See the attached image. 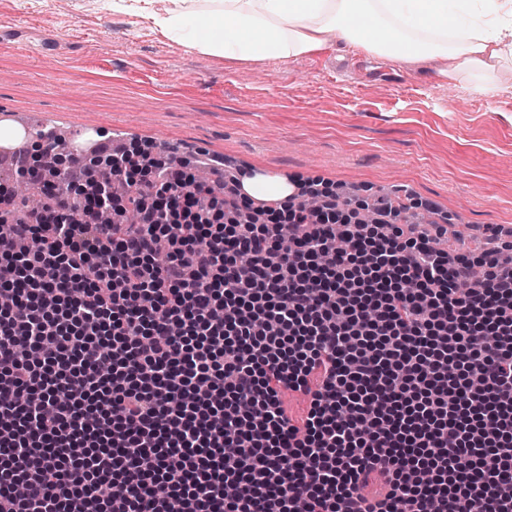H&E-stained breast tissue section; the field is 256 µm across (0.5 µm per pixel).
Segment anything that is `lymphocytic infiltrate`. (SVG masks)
Instances as JSON below:
<instances>
[{
    "mask_svg": "<svg viewBox=\"0 0 512 512\" xmlns=\"http://www.w3.org/2000/svg\"><path fill=\"white\" fill-rule=\"evenodd\" d=\"M57 157L0 192V512H512V258L140 152L71 195Z\"/></svg>",
    "mask_w": 512,
    "mask_h": 512,
    "instance_id": "obj_1",
    "label": "lymphocytic infiltrate"
}]
</instances>
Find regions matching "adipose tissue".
Segmentation results:
<instances>
[{
	"instance_id": "adipose-tissue-1",
	"label": "adipose tissue",
	"mask_w": 512,
	"mask_h": 512,
	"mask_svg": "<svg viewBox=\"0 0 512 512\" xmlns=\"http://www.w3.org/2000/svg\"><path fill=\"white\" fill-rule=\"evenodd\" d=\"M145 19L189 49L239 60H282L322 51L328 40L386 62L440 61L439 74L493 98L512 69V0H100ZM251 196L296 202L300 183L256 173Z\"/></svg>"
}]
</instances>
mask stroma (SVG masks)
I'll list each match as a JSON object with an SVG mask.
<instances>
[{
	"label": "stroma",
	"instance_id": "obj_1",
	"mask_svg": "<svg viewBox=\"0 0 512 512\" xmlns=\"http://www.w3.org/2000/svg\"><path fill=\"white\" fill-rule=\"evenodd\" d=\"M139 147L215 195L239 172L318 181L348 203L406 199L447 224L439 248L478 257L512 228V93L487 98L431 65L335 47L237 62L189 50L94 0H0V121Z\"/></svg>",
	"mask_w": 512,
	"mask_h": 512
}]
</instances>
